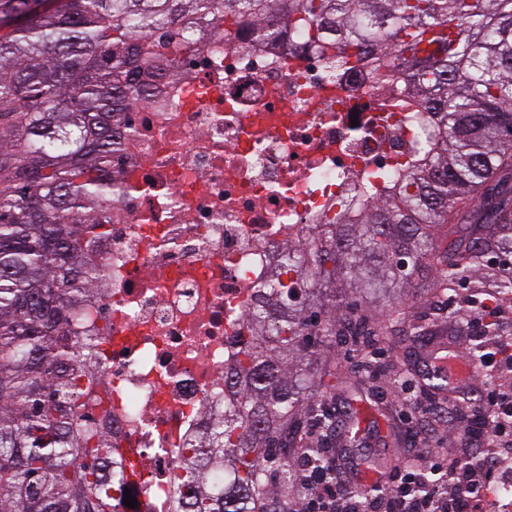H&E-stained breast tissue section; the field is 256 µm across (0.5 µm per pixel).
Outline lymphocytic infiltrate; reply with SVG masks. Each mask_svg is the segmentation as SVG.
Returning a JSON list of instances; mask_svg holds the SVG:
<instances>
[{
  "mask_svg": "<svg viewBox=\"0 0 512 512\" xmlns=\"http://www.w3.org/2000/svg\"><path fill=\"white\" fill-rule=\"evenodd\" d=\"M480 310L483 322L476 327L475 342H484L486 323L500 326L501 333L486 342L476 368L486 376L511 373L512 312L490 298L481 300ZM464 447L477 451V459L429 460L439 474L436 482L423 483L421 471L407 466L384 477L371 494L340 480L333 462L302 463L303 512H476L492 482L512 481V385L482 393Z\"/></svg>",
  "mask_w": 512,
  "mask_h": 512,
  "instance_id": "lymphocytic-infiltrate-1",
  "label": "lymphocytic infiltrate"
}]
</instances>
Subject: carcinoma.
Here are the masks:
<instances>
[{"label": "carcinoma", "instance_id": "carcinoma-1", "mask_svg": "<svg viewBox=\"0 0 512 512\" xmlns=\"http://www.w3.org/2000/svg\"><path fill=\"white\" fill-rule=\"evenodd\" d=\"M216 7L226 28L300 32L392 69L433 131L381 199L281 248L171 512H284L294 441L339 423L336 381L310 369L315 349L341 346L369 397L400 386L406 375L384 378L374 344L400 332L412 346L429 330L396 295L427 270L446 295L512 248V0H0V512H118L123 468L100 464L111 435L79 406L100 379L96 343L64 326L105 273L84 243L105 233L95 211L112 204L124 113L149 97L139 76L154 63L139 42L179 25L201 45ZM445 225L455 238L443 248ZM338 280L359 299L338 301ZM493 288L512 300V270ZM380 297L386 325L362 305Z\"/></svg>", "mask_w": 512, "mask_h": 512}]
</instances>
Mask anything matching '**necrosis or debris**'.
I'll list each match as a JSON object with an SVG mask.
<instances>
[{
  "label": "necrosis or debris",
  "instance_id": "necrosis-or-debris-1",
  "mask_svg": "<svg viewBox=\"0 0 512 512\" xmlns=\"http://www.w3.org/2000/svg\"><path fill=\"white\" fill-rule=\"evenodd\" d=\"M407 99L401 81L335 67L299 34L257 44L249 26L215 24L128 112L112 158L125 191L92 248L105 275L67 327L104 335L108 404L83 413L112 432L137 500L123 512H170L182 450L224 392V363L279 246L413 161L424 115Z\"/></svg>",
  "mask_w": 512,
  "mask_h": 512
}]
</instances>
